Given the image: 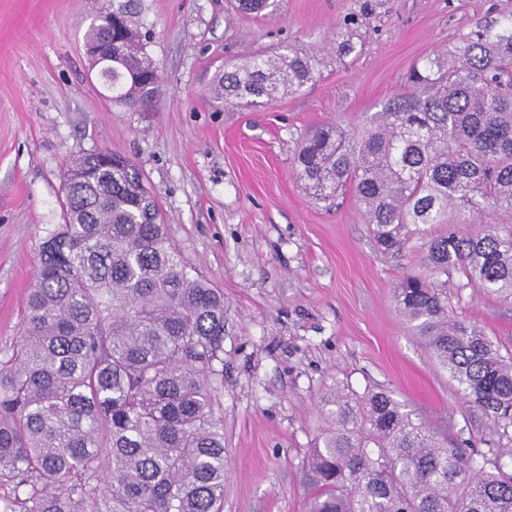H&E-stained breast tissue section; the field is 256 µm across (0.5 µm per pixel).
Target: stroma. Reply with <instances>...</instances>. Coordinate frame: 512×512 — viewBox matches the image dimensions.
<instances>
[{
  "mask_svg": "<svg viewBox=\"0 0 512 512\" xmlns=\"http://www.w3.org/2000/svg\"><path fill=\"white\" fill-rule=\"evenodd\" d=\"M109 0H0V350L18 343L38 246L61 221L73 156L107 150L141 172L192 270L224 293L223 512H306L300 473L336 387H380L475 462L503 449L492 415L471 406L392 301L409 274L433 272L423 235L384 253L353 199L315 202L293 158L309 131H356L407 90L421 58L512 14V0H284L255 18L231 0H142L156 98L132 107L103 86L85 32ZM369 6L355 52H338L343 19ZM314 57L297 94L240 108L214 99L225 64L282 46ZM448 288L454 316L512 349V301Z\"/></svg>",
  "mask_w": 512,
  "mask_h": 512,
  "instance_id": "obj_1",
  "label": "stroma"
}]
</instances>
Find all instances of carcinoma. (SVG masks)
I'll list each match as a JSON object with an SVG mask.
<instances>
[{"label":"carcinoma","mask_w":512,"mask_h":512,"mask_svg":"<svg viewBox=\"0 0 512 512\" xmlns=\"http://www.w3.org/2000/svg\"><path fill=\"white\" fill-rule=\"evenodd\" d=\"M281 0H237L276 13ZM140 0H118L86 44L112 41L98 76L130 106L159 86L140 30ZM363 8L339 49L367 27ZM293 49L224 71L217 94L252 107L315 81ZM409 92L359 133L319 129L298 147L296 176L318 202L351 195L377 243L398 252L409 226L436 277L405 278L393 300L463 397L512 427V352L448 308V279L512 299V15L480 25L455 51L416 63ZM62 223L46 230L19 344L0 353V512H223L224 294L188 270L136 167L95 154L63 172ZM480 222L456 228L458 217ZM328 428L302 469L307 512H512V448L472 455L383 388L319 402Z\"/></svg>","instance_id":"1"}]
</instances>
